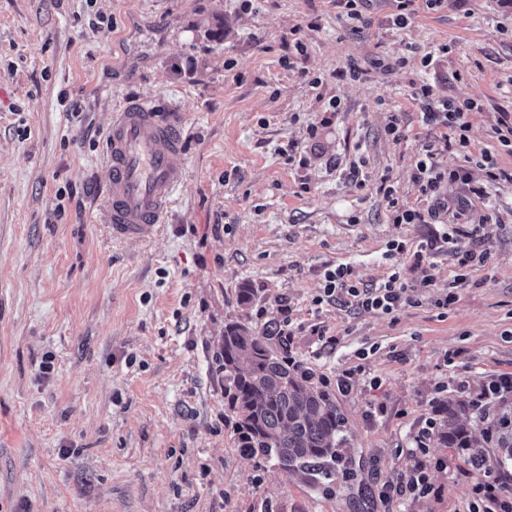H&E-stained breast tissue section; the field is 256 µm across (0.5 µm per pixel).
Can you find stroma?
<instances>
[{
    "label": "stroma",
    "mask_w": 512,
    "mask_h": 512,
    "mask_svg": "<svg viewBox=\"0 0 512 512\" xmlns=\"http://www.w3.org/2000/svg\"><path fill=\"white\" fill-rule=\"evenodd\" d=\"M416 8L402 27L395 0H366L358 22L334 0H0V512H466L481 475L435 439L429 495L386 504L378 489L440 394L512 374V183L485 200L501 212L476 237L490 259L444 313L452 245L419 268L387 257L436 227L392 223L379 187L418 196L416 83L476 101L472 153L496 149L512 6ZM129 99L185 117L186 178L138 240L105 222L103 142ZM340 264L368 286L399 267L417 301L393 318L314 305ZM284 302L278 357L331 381L360 369L327 389L355 463L337 485L243 454L224 414L225 325L263 329Z\"/></svg>",
    "instance_id": "stroma-1"
}]
</instances>
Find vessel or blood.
<instances>
[{
    "instance_id": "1",
    "label": "vessel or blood",
    "mask_w": 512,
    "mask_h": 512,
    "mask_svg": "<svg viewBox=\"0 0 512 512\" xmlns=\"http://www.w3.org/2000/svg\"><path fill=\"white\" fill-rule=\"evenodd\" d=\"M182 153L179 114H162L146 100L127 102L113 113L105 149L113 233L141 238L161 223L184 180Z\"/></svg>"
}]
</instances>
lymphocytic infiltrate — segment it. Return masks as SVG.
Masks as SVG:
<instances>
[{"label":"lymphocytic infiltrate","mask_w":512,"mask_h":512,"mask_svg":"<svg viewBox=\"0 0 512 512\" xmlns=\"http://www.w3.org/2000/svg\"><path fill=\"white\" fill-rule=\"evenodd\" d=\"M413 98L419 101L422 123L432 136L418 157L414 173L419 196L425 205L421 208L411 206L400 200L389 187L384 188L383 194L393 223L443 224L447 230L441 235L442 242L453 243L461 235L463 225L492 223V214H476L475 208L500 182H512V169L501 167L491 150L486 149L482 152L484 179L473 181L465 160L470 156L471 147L468 114L475 108V101L460 102L438 96L429 84L415 88ZM451 152L460 155L461 164L447 166L441 163V156ZM452 184L467 188L466 197L453 204L448 201V187ZM323 279L322 291L314 299L318 305L335 300L367 313L392 317L410 301L409 286L398 270L391 271L379 284L371 287L353 280L349 267L343 264L325 271ZM434 431L431 424L420 431L416 446L410 451L413 465L400 481L381 485L379 497L382 502L388 504L408 495H424L431 491L424 456Z\"/></svg>","instance_id":"obj_1"}]
</instances>
